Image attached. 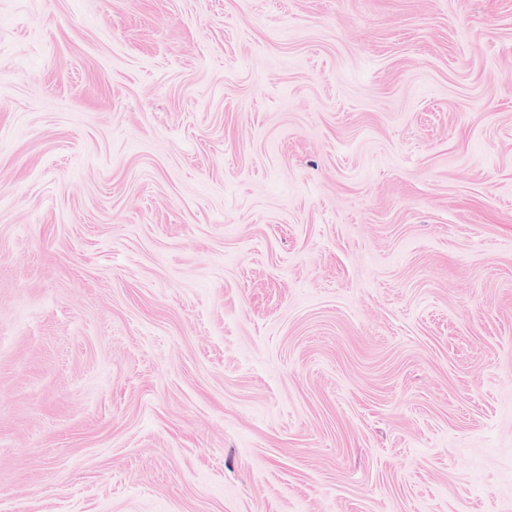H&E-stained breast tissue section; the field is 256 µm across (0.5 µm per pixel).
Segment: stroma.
<instances>
[{
    "instance_id": "1",
    "label": "stroma",
    "mask_w": 512,
    "mask_h": 512,
    "mask_svg": "<svg viewBox=\"0 0 512 512\" xmlns=\"http://www.w3.org/2000/svg\"><path fill=\"white\" fill-rule=\"evenodd\" d=\"M0 512H512V0H0Z\"/></svg>"
}]
</instances>
